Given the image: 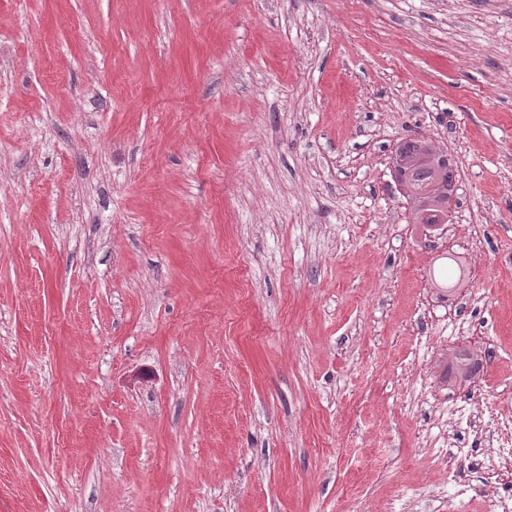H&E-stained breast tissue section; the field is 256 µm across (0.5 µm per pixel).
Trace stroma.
<instances>
[{"mask_svg": "<svg viewBox=\"0 0 512 512\" xmlns=\"http://www.w3.org/2000/svg\"><path fill=\"white\" fill-rule=\"evenodd\" d=\"M506 382L512 0H0V512H494ZM394 153L399 158L395 182L411 203L413 224L429 228L447 224L454 206L448 194L453 196L458 178L447 151L425 138L414 137L400 141Z\"/></svg>", "mask_w": 512, "mask_h": 512, "instance_id": "stroma-1", "label": "stroma"}]
</instances>
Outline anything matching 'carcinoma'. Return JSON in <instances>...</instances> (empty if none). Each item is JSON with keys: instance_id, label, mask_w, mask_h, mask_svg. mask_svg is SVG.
I'll return each instance as SVG.
<instances>
[{"instance_id": "carcinoma-1", "label": "carcinoma", "mask_w": 512, "mask_h": 512, "mask_svg": "<svg viewBox=\"0 0 512 512\" xmlns=\"http://www.w3.org/2000/svg\"><path fill=\"white\" fill-rule=\"evenodd\" d=\"M395 153V182L411 203L413 223L429 228L448 223V196L454 194L458 178L448 153L421 137L400 141ZM479 365L478 359L470 354L460 355L455 362L462 378L472 377Z\"/></svg>"}]
</instances>
